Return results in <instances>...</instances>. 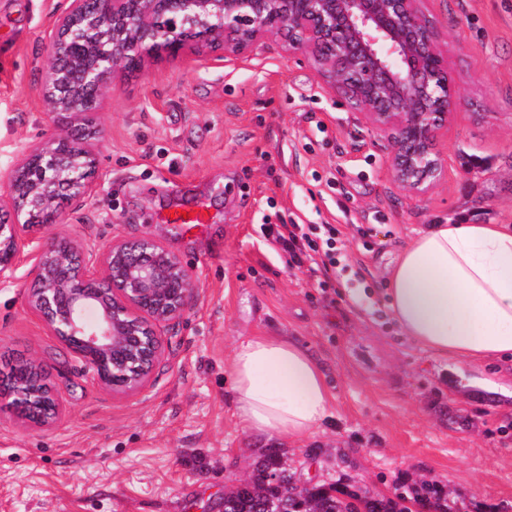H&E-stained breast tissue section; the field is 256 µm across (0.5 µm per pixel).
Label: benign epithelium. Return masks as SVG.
Listing matches in <instances>:
<instances>
[{"label": "benign epithelium", "instance_id": "1", "mask_svg": "<svg viewBox=\"0 0 512 512\" xmlns=\"http://www.w3.org/2000/svg\"><path fill=\"white\" fill-rule=\"evenodd\" d=\"M273 38L309 58L322 82L352 100L392 152L394 183L424 195L446 178L438 141L458 90L420 0H69L50 35L44 99L62 129L29 147L0 199V274L30 247L28 303L67 353L115 395L140 392L164 353L160 328L179 322L194 288L159 242L116 241L86 251L49 232L64 206L96 191L93 122L112 83L165 56L240 54ZM99 312L90 323L87 308ZM40 358L0 371V406L24 425L62 412Z\"/></svg>", "mask_w": 512, "mask_h": 512}]
</instances>
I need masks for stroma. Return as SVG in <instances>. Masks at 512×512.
<instances>
[{"label":"stroma","mask_w":512,"mask_h":512,"mask_svg":"<svg viewBox=\"0 0 512 512\" xmlns=\"http://www.w3.org/2000/svg\"><path fill=\"white\" fill-rule=\"evenodd\" d=\"M67 0H0V195L28 147L56 130L41 63ZM460 100L438 148L448 177L413 195L390 175L388 141L354 118L303 55L275 41L238 56L152 62L119 81L95 123L94 196L53 231L86 248L151 238L191 273L194 301L163 327L145 388L120 396L68 356L27 303L33 252L0 278V356L52 366L64 410L46 429L0 411V512H224V494L266 449L302 480L347 475L371 495L439 483L461 512H512V381L482 385L403 336L387 264L431 224H512V0H423ZM203 211L206 223L169 221ZM331 224L336 265L319 287L261 233ZM290 336L333 401L299 442L235 416L237 342Z\"/></svg>","instance_id":"obj_1"}]
</instances>
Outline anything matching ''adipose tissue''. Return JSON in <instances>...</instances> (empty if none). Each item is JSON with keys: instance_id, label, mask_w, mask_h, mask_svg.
<instances>
[{"instance_id": "obj_1", "label": "adipose tissue", "mask_w": 512, "mask_h": 512, "mask_svg": "<svg viewBox=\"0 0 512 512\" xmlns=\"http://www.w3.org/2000/svg\"><path fill=\"white\" fill-rule=\"evenodd\" d=\"M386 291L406 336L436 356L474 367L512 360V225L433 224L408 241ZM236 416L261 437L296 441L330 413L313 355L285 336H251L228 364Z\"/></svg>"}]
</instances>
